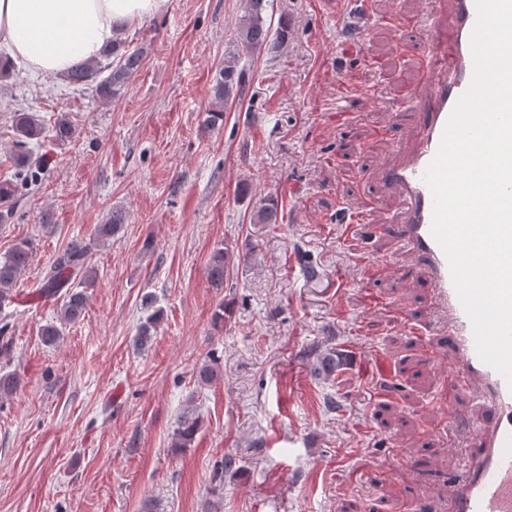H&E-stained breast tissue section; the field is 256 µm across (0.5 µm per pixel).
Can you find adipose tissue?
<instances>
[{
    "instance_id": "1",
    "label": "adipose tissue",
    "mask_w": 512,
    "mask_h": 512,
    "mask_svg": "<svg viewBox=\"0 0 512 512\" xmlns=\"http://www.w3.org/2000/svg\"><path fill=\"white\" fill-rule=\"evenodd\" d=\"M169 0H0V45L46 74L97 57L121 27L162 15Z\"/></svg>"
}]
</instances>
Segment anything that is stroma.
Masks as SVG:
<instances>
[{"instance_id":"35a3bbf8","label":"stroma","mask_w":512,"mask_h":512,"mask_svg":"<svg viewBox=\"0 0 512 512\" xmlns=\"http://www.w3.org/2000/svg\"><path fill=\"white\" fill-rule=\"evenodd\" d=\"M447 5L274 0L271 20L288 19L293 38L243 56L240 0H169L126 29L144 61L109 103L13 63L0 81V181L13 171L14 109L48 130L67 118L75 134L34 146L41 177L0 220V255L23 239L35 249L0 312V370L21 379L0 399V512H144L149 500L206 512L227 456L222 512H447L459 456L448 421L469 402L442 388L443 337L404 329L428 320L426 276L396 237L348 238L336 222L341 211L366 226L398 213L373 175L418 124L428 19ZM235 53L245 90L222 126L205 128L216 69ZM272 202L278 223H252ZM116 207L127 224L111 245L94 243ZM75 241L88 244L96 283L48 346L40 331L59 308L37 288ZM225 244L235 271L218 291L207 267ZM146 293L164 318L140 348ZM329 353L335 371L315 372ZM211 361L216 380L198 385ZM189 410L202 427L176 455L171 436Z\"/></svg>"}]
</instances>
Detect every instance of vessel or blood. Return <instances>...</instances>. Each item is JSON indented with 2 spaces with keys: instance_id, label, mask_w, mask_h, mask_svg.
Wrapping results in <instances>:
<instances>
[{
  "instance_id": "vessel-or-blood-1",
  "label": "vessel or blood",
  "mask_w": 512,
  "mask_h": 512,
  "mask_svg": "<svg viewBox=\"0 0 512 512\" xmlns=\"http://www.w3.org/2000/svg\"><path fill=\"white\" fill-rule=\"evenodd\" d=\"M475 0H448L440 38L424 48L425 92L413 95L420 121L413 149L375 172L378 185L398 192V231L405 248L429 273L428 286L446 321L448 389L466 390L473 411L449 429L464 434L462 466L448 480V512H512V383L479 358L471 323L459 300L448 258L432 232L433 195L424 174L436 156L459 97L471 84Z\"/></svg>"
}]
</instances>
